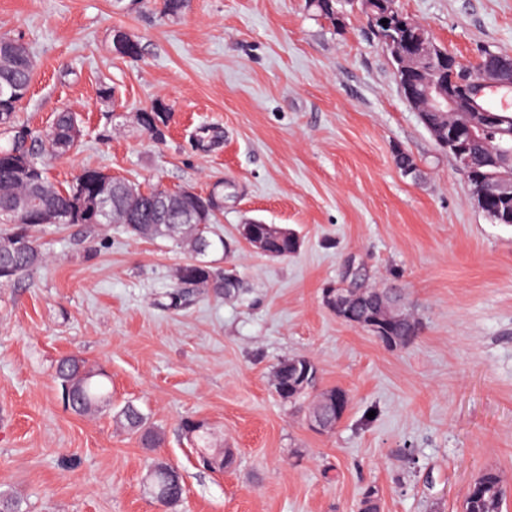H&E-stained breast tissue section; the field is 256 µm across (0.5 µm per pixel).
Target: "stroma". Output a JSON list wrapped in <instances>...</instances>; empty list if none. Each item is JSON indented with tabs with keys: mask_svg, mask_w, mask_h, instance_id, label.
Instances as JSON below:
<instances>
[{
	"mask_svg": "<svg viewBox=\"0 0 512 512\" xmlns=\"http://www.w3.org/2000/svg\"><path fill=\"white\" fill-rule=\"evenodd\" d=\"M465 62L512 53V0H398ZM0 0V34L21 37L35 74L20 124L38 133L76 112L73 153L46 160L62 187L83 169L145 188L224 184L214 266L243 296L199 290L163 306L187 252L116 224L87 239L50 224L39 268L0 283V491L23 512H162L146 490L153 460L177 467L179 512H460L483 470L498 472L512 512V226L492 223L464 175L400 93L360 9L334 27L307 0ZM141 54L115 53V31ZM112 100L100 98V84ZM160 102L164 141L136 123ZM214 143L201 146L200 129ZM418 178L402 174L396 150ZM259 220L294 231L298 251L266 256L235 240ZM358 278L402 290L421 330L388 348L338 319L323 291ZM76 355L103 366L112 401L92 415L62 405L55 367ZM312 358L320 388L349 395L326 433L282 401L271 372ZM134 403L162 432L146 449L114 419ZM205 421L233 469L199 466L180 431Z\"/></svg>",
	"mask_w": 512,
	"mask_h": 512,
	"instance_id": "35a3bbf8",
	"label": "stroma"
}]
</instances>
